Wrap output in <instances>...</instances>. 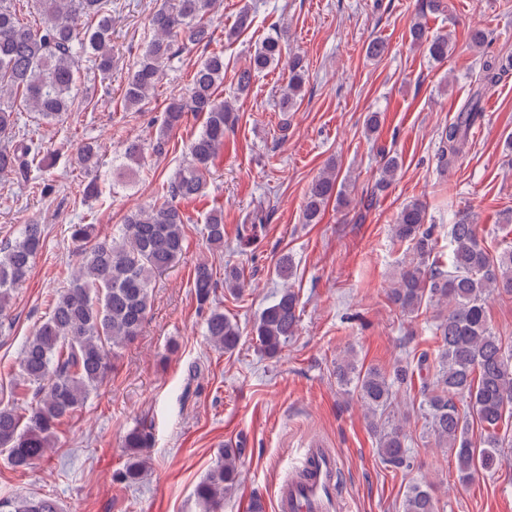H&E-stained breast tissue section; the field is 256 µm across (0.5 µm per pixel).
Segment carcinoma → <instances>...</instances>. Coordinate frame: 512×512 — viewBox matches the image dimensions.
<instances>
[{"label":"carcinoma","mask_w":512,"mask_h":512,"mask_svg":"<svg viewBox=\"0 0 512 512\" xmlns=\"http://www.w3.org/2000/svg\"><path fill=\"white\" fill-rule=\"evenodd\" d=\"M12 0H0V174L25 173L31 168L46 172L55 158L43 142L22 132L17 125L14 104H5L21 94L25 106L48 123L57 122L74 110L72 90L79 63L90 59L105 77L112 76V0H36L42 26L32 28L19 21ZM213 0H164L151 17L154 37L123 75L124 105L137 112L149 104L164 70L179 57L185 45L207 46L212 38L203 18ZM96 24L89 25L90 21ZM412 42L425 47L429 58L443 61L453 46L448 35L430 37L419 19L411 22ZM285 46L280 37H270L254 51L249 64L237 73V94L248 92L252 80L281 62ZM289 78L281 97L287 112L300 96L305 79L304 59L288 58ZM504 71L496 58L484 60L476 88L456 119L442 131L439 159L446 166L466 153L470 129L483 117L482 99L495 88ZM224 56L204 57L194 71L187 100L169 103L161 135L178 127L184 115L203 116L201 131L189 143L190 162L165 187L164 201L130 213L118 234L102 238L93 224H76L72 236L83 243L81 259L67 286L56 291L51 309L24 344L19 380L30 387L32 398L27 413L0 404V454L10 467L24 472L42 459L54 445L64 420L82 408L90 394L112 371L116 349L135 341L144 331L151 305L152 280L177 264L185 253V227L191 218L180 203L205 194L206 175L214 157L224 148V136L238 120L234 101L222 99ZM142 147L128 143L121 168L133 172L140 165ZM76 164L88 178L86 199L98 200L105 184L99 172L103 166L101 148L85 143ZM399 168L395 155H386L383 189ZM336 198L347 202L346 180L336 167L326 168L308 186L302 223L320 221L327 203ZM206 239L215 251L224 247V215L213 212L204 224ZM393 237L411 245L412 258L399 271L389 300L408 316L424 309L440 308L435 320L439 339L432 380L424 387L421 404L428 428L440 448L454 453L459 480L471 482L502 465L501 449L512 445L499 436L498 427L506 410L512 409V345L503 343L490 325L487 303L493 297L512 298V247L491 255L483 246L473 217L458 215L451 228V255L444 266L433 259L437 238L434 225L427 223L426 207L411 201L397 212L391 225ZM43 247L39 224H28L14 241L0 248V315L6 314L14 290L27 278L37 253ZM192 285L201 309H207L205 336L226 352L241 340L239 325L213 304L216 288L212 265L204 261L194 268ZM224 286L233 292L244 288L240 269H224ZM299 300L286 286L262 311L252 333L261 351L277 356L296 334ZM417 363L399 361L388 372L375 367L359 368L352 353L336 360L337 382L353 391L366 410L367 422L377 438V454L389 467L411 470L410 448L401 422L385 416L393 398L412 385ZM465 398L471 410L461 411L455 399ZM483 430L480 444L470 435V418ZM150 429L142 427L125 439L127 460L113 474V482L130 486L142 477L152 447ZM241 449L222 448L216 462L199 481L194 495L201 512H223L224 500L240 484ZM0 512H61L51 496L34 499L0 500ZM401 512H438L432 485L424 479L411 484L402 500Z\"/></svg>","instance_id":"carcinoma-1"}]
</instances>
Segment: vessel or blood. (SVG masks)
Listing matches in <instances>:
<instances>
[{"instance_id":"obj_1","label":"vessel or blood","mask_w":512,"mask_h":512,"mask_svg":"<svg viewBox=\"0 0 512 512\" xmlns=\"http://www.w3.org/2000/svg\"><path fill=\"white\" fill-rule=\"evenodd\" d=\"M340 459L321 439L305 448L297 471L278 487L275 512H343Z\"/></svg>"}]
</instances>
